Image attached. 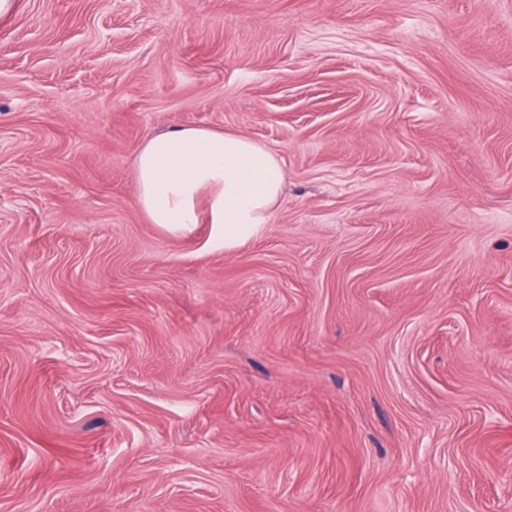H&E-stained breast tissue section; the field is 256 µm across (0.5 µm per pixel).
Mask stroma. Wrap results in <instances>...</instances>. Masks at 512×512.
<instances>
[{"instance_id": "obj_1", "label": "stroma", "mask_w": 512, "mask_h": 512, "mask_svg": "<svg viewBox=\"0 0 512 512\" xmlns=\"http://www.w3.org/2000/svg\"><path fill=\"white\" fill-rule=\"evenodd\" d=\"M184 126L260 236L149 223ZM0 512H512V0H16ZM133 171L150 223L174 235L210 224L216 245L227 250L262 232L284 180L279 158L257 141L198 126L148 136Z\"/></svg>"}]
</instances>
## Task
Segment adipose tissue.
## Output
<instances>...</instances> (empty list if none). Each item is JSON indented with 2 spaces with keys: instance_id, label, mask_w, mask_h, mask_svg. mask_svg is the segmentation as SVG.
<instances>
[{
  "instance_id": "ef3b65f1",
  "label": "adipose tissue",
  "mask_w": 512,
  "mask_h": 512,
  "mask_svg": "<svg viewBox=\"0 0 512 512\" xmlns=\"http://www.w3.org/2000/svg\"><path fill=\"white\" fill-rule=\"evenodd\" d=\"M133 171L150 223L174 235L210 224L227 250L262 232L284 180L279 158L257 141L198 126L148 136Z\"/></svg>"
}]
</instances>
